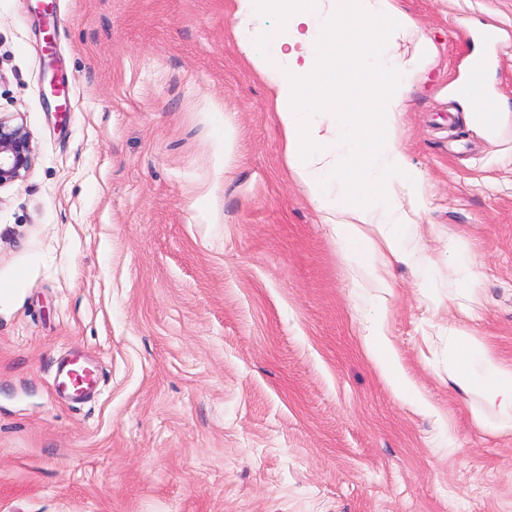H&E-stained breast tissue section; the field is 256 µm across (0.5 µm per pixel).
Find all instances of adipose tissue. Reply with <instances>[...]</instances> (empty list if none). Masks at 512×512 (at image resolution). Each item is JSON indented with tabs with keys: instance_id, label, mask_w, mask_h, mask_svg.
Segmentation results:
<instances>
[{
	"instance_id": "adipose-tissue-1",
	"label": "adipose tissue",
	"mask_w": 512,
	"mask_h": 512,
	"mask_svg": "<svg viewBox=\"0 0 512 512\" xmlns=\"http://www.w3.org/2000/svg\"><path fill=\"white\" fill-rule=\"evenodd\" d=\"M235 33L269 84L292 173L332 227L343 257L363 278L382 281L388 258L414 265L421 288L432 285L428 257L412 232L427 206L422 176L407 162L398 117L412 85L434 54L417 37L399 0H233ZM276 27H268L269 19ZM360 76L345 90L337 59ZM459 92L468 124L495 134L503 120L489 111L482 75ZM387 381L411 399L390 351L383 323L368 336ZM448 372L462 388L481 393L512 430V367L474 336L456 331Z\"/></svg>"
}]
</instances>
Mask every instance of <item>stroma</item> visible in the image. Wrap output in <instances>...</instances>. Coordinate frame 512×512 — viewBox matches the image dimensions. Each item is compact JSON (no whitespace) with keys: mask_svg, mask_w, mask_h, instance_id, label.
<instances>
[{"mask_svg":"<svg viewBox=\"0 0 512 512\" xmlns=\"http://www.w3.org/2000/svg\"><path fill=\"white\" fill-rule=\"evenodd\" d=\"M402 5L437 50L398 120L427 291L396 260L355 280L233 0H0V114L34 153L0 187V512H512V434L448 374L454 328L512 366V0ZM490 25L492 139L451 94ZM71 353L101 371L81 404ZM370 349L376 354L378 362L387 381L403 399L415 401L410 387L403 380V372L390 351L388 337L382 320H378L371 334L368 335ZM80 378V383L77 381ZM98 379L96 364L82 357L64 359L56 365L54 380L59 394L70 400H81Z\"/></svg>","mask_w":512,"mask_h":512,"instance_id":"35a3bbf8","label":"stroma"}]
</instances>
